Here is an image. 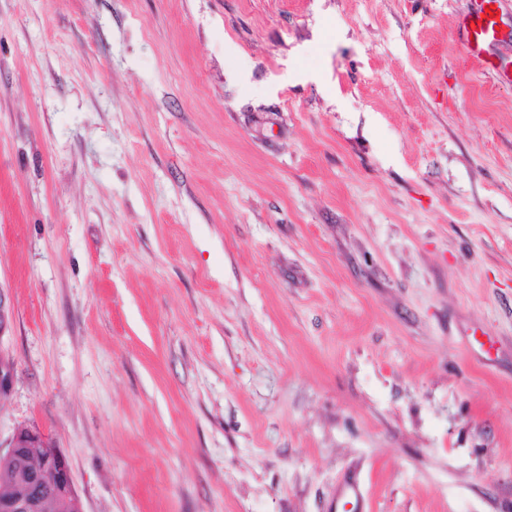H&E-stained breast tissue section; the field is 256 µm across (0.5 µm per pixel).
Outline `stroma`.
<instances>
[{"mask_svg":"<svg viewBox=\"0 0 512 512\" xmlns=\"http://www.w3.org/2000/svg\"><path fill=\"white\" fill-rule=\"evenodd\" d=\"M476 0H0V444L84 512H512V86ZM490 5H496V8L490 9V11L494 12V17H490L489 13H485V7L490 8ZM499 8L500 0H477V8L464 24L463 48L471 60L477 62L482 67L490 64L499 81L511 85L512 67L510 62L494 64L485 57L486 48L498 38L496 12ZM484 15H487V18H484ZM6 448L5 456L18 460L14 481L24 491L20 486L14 488L18 494L5 490L1 495L0 491V512H43L46 492L52 494L63 512H84L69 463L47 435L22 426L16 429ZM6 457L0 458L1 486L10 479L14 469V461ZM32 460L38 464L34 468L28 465Z\"/></svg>","mask_w":512,"mask_h":512,"instance_id":"1","label":"stroma"}]
</instances>
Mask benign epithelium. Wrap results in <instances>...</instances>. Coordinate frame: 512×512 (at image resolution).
Listing matches in <instances>:
<instances>
[{
  "label": "benign epithelium",
  "instance_id": "benign-epithelium-1",
  "mask_svg": "<svg viewBox=\"0 0 512 512\" xmlns=\"http://www.w3.org/2000/svg\"><path fill=\"white\" fill-rule=\"evenodd\" d=\"M6 457L18 460L14 481L24 491L0 494V512H42L47 493L63 512H84L67 459L43 432L27 426L17 428L7 445ZM33 460L37 462L34 468L29 466Z\"/></svg>",
  "mask_w": 512,
  "mask_h": 512
}]
</instances>
